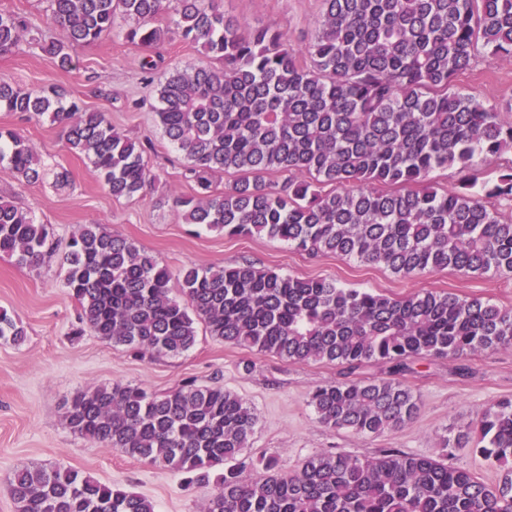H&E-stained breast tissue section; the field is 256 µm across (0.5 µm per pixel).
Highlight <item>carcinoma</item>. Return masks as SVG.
<instances>
[{"mask_svg": "<svg viewBox=\"0 0 512 512\" xmlns=\"http://www.w3.org/2000/svg\"><path fill=\"white\" fill-rule=\"evenodd\" d=\"M170 0H49L60 37L0 11V55L28 34L33 50L72 68L71 48L98 40L116 19L126 40L151 52L166 41L194 45L207 59L173 67L159 81L157 116L186 159L196 191L173 199L186 224L228 236H264L310 256L331 254L403 277L454 269L512 272V165L482 182L472 170L512 153V102L490 105L454 88L480 56L512 60V0H321L305 47L284 31L253 27L223 0H179L178 18L157 20ZM0 109L26 120L48 116L65 129L115 199L151 180L143 142L112 128L57 87L23 90L0 80ZM0 162L27 182L47 169L28 140L0 129ZM455 168L447 190L431 173ZM218 173L233 177L221 193ZM271 173L282 179L266 180ZM53 250L48 225L0 198V254L36 267ZM64 287L94 333L142 356L178 357L197 325L226 343L292 362H329L344 379L317 387L318 422L377 437L420 411L399 379L408 362L512 349V309L479 297L418 290L394 298L304 279L252 263L173 272L125 237L87 224L66 244ZM179 284L186 302L171 295ZM24 328L0 309V340ZM366 363L389 376L350 378ZM74 434L211 487L203 512H512V399L491 403L471 431L445 438L505 468L493 485L443 459L383 449L358 457L317 451L290 473L243 457L258 414L213 382L163 393L114 383L76 393L65 406ZM15 512H156L154 502L72 468L17 469Z\"/></svg>", "mask_w": 512, "mask_h": 512, "instance_id": "carcinoma-1", "label": "carcinoma"}]
</instances>
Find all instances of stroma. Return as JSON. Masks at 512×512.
<instances>
[{
    "label": "stroma",
    "instance_id": "35a3bbf8",
    "mask_svg": "<svg viewBox=\"0 0 512 512\" xmlns=\"http://www.w3.org/2000/svg\"><path fill=\"white\" fill-rule=\"evenodd\" d=\"M227 13L254 25H274L294 42L310 40L320 0H223ZM128 21L97 41L73 49L74 67L65 71L54 58L31 51L27 43L0 56V78L22 89L62 87L91 111L106 113L114 128L150 139L146 157L153 181L132 199H115L83 155L69 151L60 125L49 118L24 120L0 110V128H16L35 147L50 174L22 180L0 162V197L31 210L35 222L50 225L58 246L83 225L99 224L133 240L160 264L178 270L250 262L300 278H331L340 285L367 288L393 297L420 289L479 297L512 308V273L466 276L442 270L406 279L379 266L343 261L333 255L309 256L268 238L227 237L200 224H185L172 209L176 196L193 194L184 176L187 162L164 138L158 123V84L145 80L149 54L127 42ZM457 88L490 103L512 100V61L482 59L455 78ZM71 172L73 185L55 184L52 169ZM22 323L26 339L0 340V512H13L9 480L15 469L39 464L79 470L100 481L143 494L157 512H201L208 488L185 486L180 473L127 457L117 449L75 437L64 418L74 394L115 382L165 392L185 382L217 380L242 396L259 415L248 456L272 459L280 472L296 470L309 454L345 450L370 456L383 448L447 457L486 483L501 473L471 448L445 453L449 432L466 429L494 400L512 397V349H487L463 360L420 358L410 362L403 382L420 397L415 420L378 437L320 424L309 404L317 386L341 379L342 367L326 362L297 363L249 351L199 331L185 354L149 360L112 346L82 328L80 307L62 284L61 258H45L22 269L0 257V308ZM466 365L467 374L457 372Z\"/></svg>",
    "mask_w": 512,
    "mask_h": 512
}]
</instances>
